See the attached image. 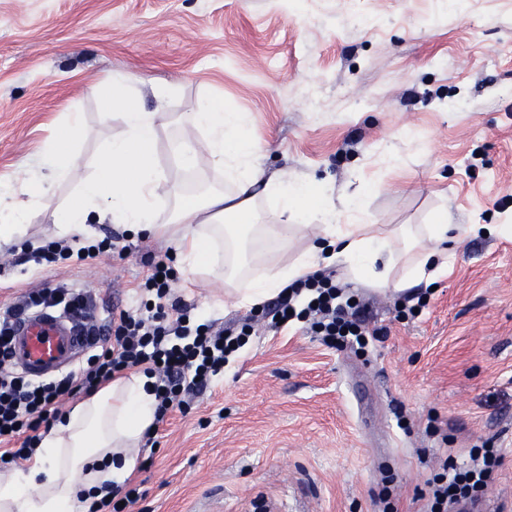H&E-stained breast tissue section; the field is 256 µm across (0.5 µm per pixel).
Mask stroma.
I'll list each match as a JSON object with an SVG mask.
<instances>
[{"instance_id":"stroma-1","label":"stroma","mask_w":512,"mask_h":512,"mask_svg":"<svg viewBox=\"0 0 512 512\" xmlns=\"http://www.w3.org/2000/svg\"><path fill=\"white\" fill-rule=\"evenodd\" d=\"M130 70L176 89L123 101L158 113L155 157L188 195L224 177L204 157L172 169L169 147L200 141L182 116L220 98L248 113L266 172L314 187L337 213L355 196L361 223L381 229L442 214L462 227L435 290L411 289L430 294L419 318L397 319L401 292L342 281L388 329L365 352L296 327L251 337L153 433L132 512H379L385 489L396 512H418L432 464L484 446L506 455L484 512H512V236L473 230L512 225V0H0V178L49 143L90 174L122 131L101 114ZM74 112L86 134L71 142ZM107 235L131 253L20 266L0 242V307L59 283L89 290L100 320L139 304L144 256L173 246L114 224L81 238ZM176 276L173 296L198 320L249 314L223 284Z\"/></svg>"}]
</instances>
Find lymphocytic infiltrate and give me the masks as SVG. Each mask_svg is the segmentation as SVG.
Returning <instances> with one entry per match:
<instances>
[{
  "label": "lymphocytic infiltrate",
  "mask_w": 512,
  "mask_h": 512,
  "mask_svg": "<svg viewBox=\"0 0 512 512\" xmlns=\"http://www.w3.org/2000/svg\"><path fill=\"white\" fill-rule=\"evenodd\" d=\"M112 247L106 239L77 249L63 240L50 241L29 251L26 258L38 264L73 257L83 261ZM175 278L168 255L151 257L143 283L148 300L135 309L113 311L101 325L89 319L91 296L65 286L28 293L0 310V446L8 447L12 464L33 459L58 418L60 398L90 396L112 379L140 370L153 380L155 421L160 424L223 372L230 356L253 335L257 316L250 314L225 325L213 320L198 322L188 306L171 300ZM341 296L335 270L320 269L286 286L261 317L272 328L283 323L304 324L331 348L361 350L383 336V328L369 327L358 319L364 303L348 304ZM33 307L63 309L83 323L91 338L85 361L48 383L31 382L10 364L8 339L13 321ZM503 461L498 448L482 449L465 467L457 466L453 457H442L419 494L424 502L421 512H448L449 505L476 500Z\"/></svg>",
  "instance_id": "f902f5d3"
}]
</instances>
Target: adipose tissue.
<instances>
[{"mask_svg": "<svg viewBox=\"0 0 512 512\" xmlns=\"http://www.w3.org/2000/svg\"><path fill=\"white\" fill-rule=\"evenodd\" d=\"M122 135L107 142L92 173L80 180L78 200L57 203L55 187L72 177L69 150L49 145L39 171L24 170L15 183L0 190V241L22 235L33 208L49 212L58 236L81 233L89 224H120L136 235L162 237L175 246L182 268L220 275L240 304L255 306L316 267L336 269L379 288L403 290L432 282L448 271L447 217L417 231L402 224L384 231L352 219L338 223L334 209L309 203L310 189L266 177L260 149L244 137L246 117L207 100L192 115L205 132L203 145L176 141L171 153L177 168L196 167L199 154L224 175L228 191L211 192L205 200L179 196L177 186L153 153L156 113L125 107ZM176 199V221L159 223L157 204ZM276 199L268 224L255 223L260 198ZM319 222L322 233L308 252L269 274L248 275L254 242L271 253L282 250L303 224ZM417 259L399 280L391 269L409 253ZM156 400L152 380L131 372L74 406L39 445L26 467L0 473V512H88L94 492L106 483L124 484L137 462V447L154 422Z\"/></svg>", "mask_w": 512, "mask_h": 512, "instance_id": "adipose-tissue-1", "label": "adipose tissue"}]
</instances>
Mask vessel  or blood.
Here are the masks:
<instances>
[{"label":"vessel or blood","mask_w":512,"mask_h":512,"mask_svg":"<svg viewBox=\"0 0 512 512\" xmlns=\"http://www.w3.org/2000/svg\"><path fill=\"white\" fill-rule=\"evenodd\" d=\"M88 339L66 316L49 310L28 312L14 322L11 364L34 379L72 366Z\"/></svg>","instance_id":"obj_1"}]
</instances>
